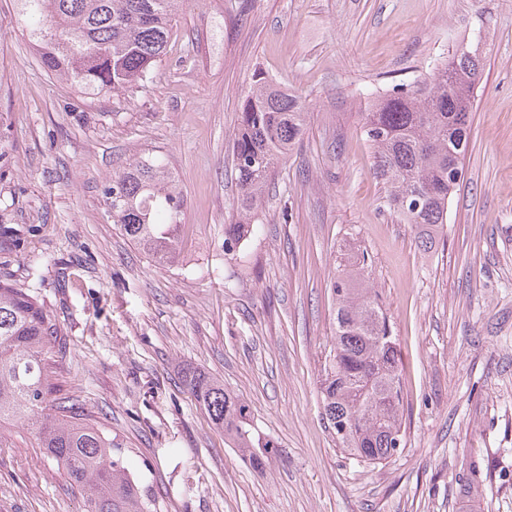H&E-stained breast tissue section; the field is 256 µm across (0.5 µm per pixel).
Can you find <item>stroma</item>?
I'll use <instances>...</instances> for the list:
<instances>
[{"label": "stroma", "mask_w": 512, "mask_h": 512, "mask_svg": "<svg viewBox=\"0 0 512 512\" xmlns=\"http://www.w3.org/2000/svg\"><path fill=\"white\" fill-rule=\"evenodd\" d=\"M477 32L465 176L426 251L380 207L364 114ZM258 69L305 100L306 127L233 257L232 140ZM0 116V272L56 325L53 398L111 433L153 512H512V0H185L149 78L96 96L48 72L0 0ZM137 158L186 198L178 263H154L103 201ZM344 244L372 258L400 350L406 446L379 464L348 459L322 416ZM188 366L249 404L274 445L262 467L191 400ZM0 437V512H84L34 434ZM474 459L489 472L468 491Z\"/></svg>", "instance_id": "35a3bbf8"}]
</instances>
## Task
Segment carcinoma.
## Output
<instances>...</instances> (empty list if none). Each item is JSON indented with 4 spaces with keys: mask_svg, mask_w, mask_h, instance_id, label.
<instances>
[{
    "mask_svg": "<svg viewBox=\"0 0 512 512\" xmlns=\"http://www.w3.org/2000/svg\"><path fill=\"white\" fill-rule=\"evenodd\" d=\"M181 0H16L30 43L49 71L87 94H109L147 78L164 55ZM484 44L460 40L423 80L376 98L365 112L382 207L431 245L448 221V201L464 177L473 92ZM306 104L255 72L242 98L232 162L236 221L224 225V254L260 232L255 216L275 166L305 129ZM112 223L155 263L176 262L186 200L154 159L113 173L103 191ZM372 262L341 248L329 289L335 305L332 347L321 383L323 419L336 447L360 463L387 460L406 446L401 359ZM56 328L31 289L0 274V431L22 425L85 502V512H151L112 435L67 401L49 399L45 350ZM194 402L244 451L259 442L249 406L200 369L184 372Z\"/></svg>",
    "mask_w": 512,
    "mask_h": 512,
    "instance_id": "obj_1",
    "label": "carcinoma"
}]
</instances>
